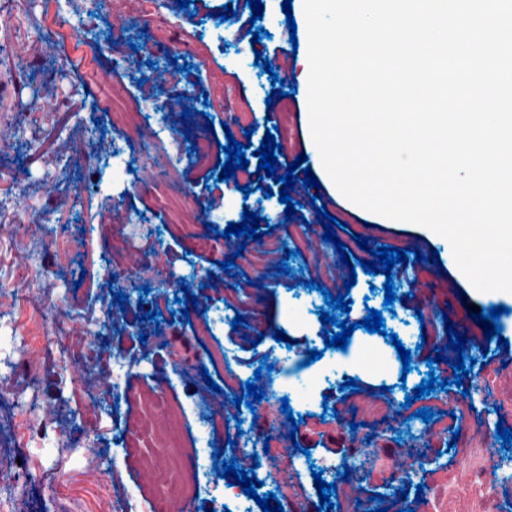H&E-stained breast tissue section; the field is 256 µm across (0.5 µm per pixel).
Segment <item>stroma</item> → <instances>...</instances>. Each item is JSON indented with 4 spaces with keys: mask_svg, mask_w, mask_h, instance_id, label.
I'll list each match as a JSON object with an SVG mask.
<instances>
[{
    "mask_svg": "<svg viewBox=\"0 0 512 512\" xmlns=\"http://www.w3.org/2000/svg\"><path fill=\"white\" fill-rule=\"evenodd\" d=\"M261 2L260 25L268 35L256 42L245 0H194L185 9L177 0H156L146 16L138 0H0V49L37 45L40 61H54L67 74L58 81L44 73V80L57 83L50 96L23 75L0 85L6 104L0 127L15 120L21 127L17 139L0 138V154L12 159L0 168V319L19 335L16 344L0 345V461L6 465L0 499H11L22 512H73L80 498L87 512H98L89 498L94 472L104 476L107 495L118 505L132 496L147 512H171L183 502L211 512H255L256 498L234 478L218 477L213 464L232 459L237 468L251 469L258 435L294 416L300 420L296 441L311 452L286 455L285 478L265 476L257 497L275 494L292 510L318 504L312 477L318 470L334 486L330 512H377L382 505L388 512H507L512 454L488 452L486 433L499 423L512 430V366L502 367L496 341L486 339L470 308L505 306L499 323L512 337V293L476 291L447 264L445 238L409 223L367 226L366 214L326 184L321 202L340 221L337 242L350 257L369 260L370 250L383 245L422 255L389 277L359 274L357 286L345 291L350 269L336 243L323 241L310 190L299 184L291 190L298 207L289 220L278 196L257 188L246 196L235 181L218 179L227 156L217 143L233 113L243 127L274 130L282 146L279 174L312 152L303 103L305 18L295 14L297 29L289 31L283 0ZM226 5L235 17L218 18ZM34 17L40 28L31 26ZM264 50L277 54L278 76L291 87L290 96L273 103L267 100L271 78L255 62ZM202 135L211 148L208 162L198 165L189 151ZM120 163L125 172L116 183L112 171ZM34 184L40 192H31ZM245 209L280 230L247 241L237 256L238 237L225 239L221 232ZM35 214L42 217L36 230L20 235V225ZM133 220L149 230L138 241L140 267L131 276L124 229ZM58 224L70 225L74 242L63 263L52 231ZM360 236L367 249L357 245ZM434 251L443 267L430 262ZM229 259L251 280L246 301L237 297V278L220 267ZM283 263L290 274L279 273ZM158 267L170 280L156 278ZM389 278L398 300L388 307L383 285ZM310 279L315 289L305 288ZM327 291L347 292L352 302L350 313H337V320L359 322L372 308L381 311L385 334L358 327L346 349L326 347L319 317ZM119 292L125 302L116 301ZM184 292L198 300L185 315L177 302ZM56 304L62 310H52L48 338L30 351L23 340L34 331L29 312ZM289 306L302 308L301 321L286 316ZM240 310L245 325L235 344H225ZM448 320L466 336L475 364L462 387L405 407L428 375L454 377L453 350L430 365L420 347L421 325L440 329ZM276 330L308 338L322 359L305 366L304 350L275 342ZM391 333L411 352L410 372H403L388 343ZM261 334L273 369L258 375L237 358ZM367 347L381 352L383 368L354 361L355 351ZM98 348L122 355L120 375L98 365L67 369L69 357L85 360ZM312 375L317 386L304 390ZM350 377L361 380L360 390L346 388ZM254 381L263 399L236 407ZM144 394L163 400L175 417L179 455L157 447L143 430ZM423 407L432 409L430 421L413 416ZM352 422L366 444L353 441ZM150 460L194 473L192 493L184 497L157 484L146 466ZM35 467L36 480L29 476ZM343 469L348 478L340 477Z\"/></svg>",
    "mask_w": 512,
    "mask_h": 512,
    "instance_id": "stroma-1",
    "label": "stroma"
}]
</instances>
